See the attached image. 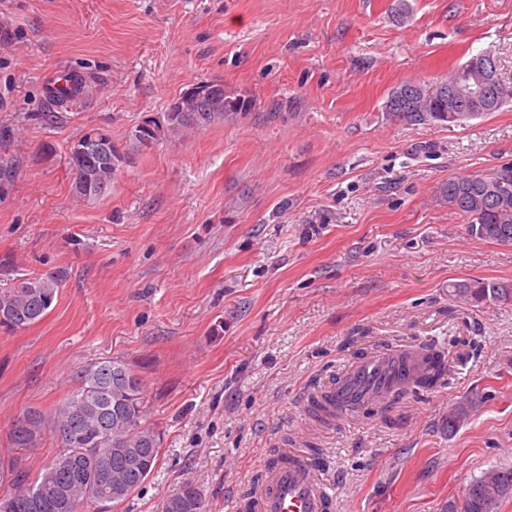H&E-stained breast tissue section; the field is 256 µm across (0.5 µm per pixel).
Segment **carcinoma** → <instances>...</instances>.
Listing matches in <instances>:
<instances>
[{
    "label": "carcinoma",
    "mask_w": 512,
    "mask_h": 512,
    "mask_svg": "<svg viewBox=\"0 0 512 512\" xmlns=\"http://www.w3.org/2000/svg\"><path fill=\"white\" fill-rule=\"evenodd\" d=\"M463 67L433 88L406 81L390 93L389 116L408 125H460L484 116L470 111L467 101L448 111V96L436 91L450 81L465 80ZM489 111L512 102V84L499 73L488 82ZM245 99L221 93L206 96L190 106L187 116L166 119L150 132L135 126L127 148L109 141L112 156L128 157V150L149 147L161 139H179L188 130H205L239 115ZM96 154L81 161L68 156L72 179L80 170L97 166ZM117 168L99 167L93 172L98 183L90 194L75 191L84 199H95L112 190ZM448 205L467 220L471 236L498 245H512V163L487 175L471 174L448 179ZM64 280L61 271L15 281L0 290V328L8 332L25 329L43 319L58 298ZM450 295L471 305L512 303V281H462L451 285ZM79 386L53 413L29 410L18 416L9 431L13 448H38L45 430L54 432L61 448L52 462L31 480L13 458L0 459V484L8 491L0 495V512H83L94 504L108 509L140 488L153 472L160 452V434L147 424L143 380L119 359L99 361L80 370ZM512 496V467H500L474 480L464 499L466 512H494L496 505ZM166 512H205L196 486L185 483L169 499Z\"/></svg>",
    "instance_id": "cac0c4a2"
}]
</instances>
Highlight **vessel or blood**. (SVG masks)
Returning a JSON list of instances; mask_svg holds the SVG:
<instances>
[{
  "label": "vessel or blood",
  "instance_id": "b4317fda",
  "mask_svg": "<svg viewBox=\"0 0 512 512\" xmlns=\"http://www.w3.org/2000/svg\"><path fill=\"white\" fill-rule=\"evenodd\" d=\"M426 363L419 349L380 352L361 359L330 391L331 407L346 417L366 407L384 406L394 387L410 389ZM255 512H329L326 487L304 453H288L272 472L268 483L253 497Z\"/></svg>",
  "mask_w": 512,
  "mask_h": 512
}]
</instances>
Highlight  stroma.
<instances>
[{
  "label": "stroma",
  "mask_w": 512,
  "mask_h": 512,
  "mask_svg": "<svg viewBox=\"0 0 512 512\" xmlns=\"http://www.w3.org/2000/svg\"><path fill=\"white\" fill-rule=\"evenodd\" d=\"M485 51L512 83V0H0V289L67 273L41 321L0 330V457L37 476L59 442L10 447L14 419L119 357L161 447L114 512H164L186 482L206 512H239L274 454L306 448L333 512H448L512 466V304L448 294L512 281V246L471 237L444 194L512 163V104L453 128L385 110L400 83ZM210 81L246 115L137 149L108 194L73 196L87 128L125 143ZM418 344L444 351L441 386L311 414L309 392L360 358Z\"/></svg>",
  "instance_id": "obj_1"
}]
</instances>
